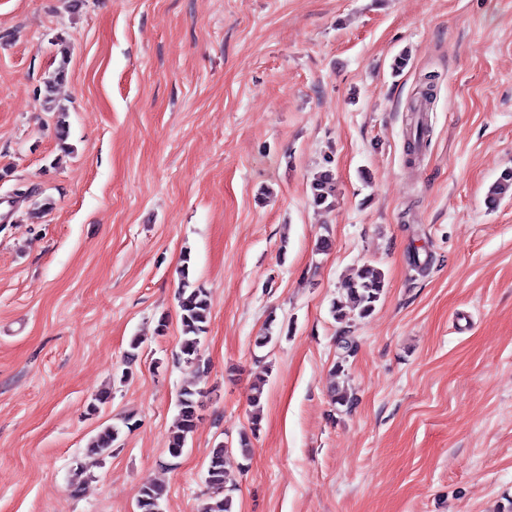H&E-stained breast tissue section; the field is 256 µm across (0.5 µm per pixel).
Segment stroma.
Masks as SVG:
<instances>
[{"label":"stroma","instance_id":"obj_1","mask_svg":"<svg viewBox=\"0 0 512 512\" xmlns=\"http://www.w3.org/2000/svg\"><path fill=\"white\" fill-rule=\"evenodd\" d=\"M59 37L66 151L38 98ZM327 158L329 212L309 201ZM509 168L512 0H0V512H136L157 480L163 512H199L258 377L253 453L225 459L235 512H512V196L485 205ZM28 188L54 202L36 223L13 198ZM185 263L211 303L201 370L175 361ZM366 264L385 291L337 324ZM189 384L202 406L173 458ZM107 425L111 454L85 458ZM420 113H411L409 129L406 139L407 161L411 162L423 152L426 138L429 136V130L419 119Z\"/></svg>","mask_w":512,"mask_h":512}]
</instances>
